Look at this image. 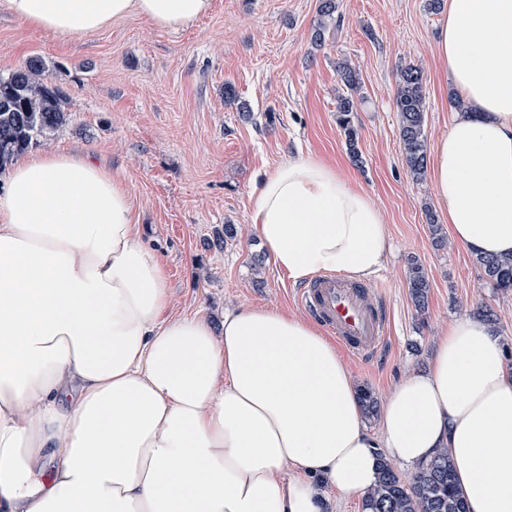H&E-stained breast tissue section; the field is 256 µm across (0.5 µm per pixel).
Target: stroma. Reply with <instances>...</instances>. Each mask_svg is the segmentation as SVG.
<instances>
[{"instance_id": "obj_1", "label": "stroma", "mask_w": 512, "mask_h": 512, "mask_svg": "<svg viewBox=\"0 0 512 512\" xmlns=\"http://www.w3.org/2000/svg\"><path fill=\"white\" fill-rule=\"evenodd\" d=\"M337 23L312 35L318 0H212L190 27L165 31L131 15L75 41L29 28L0 8V75L35 56L53 70L69 122L39 151L80 152L129 192L144 240L162 257L173 316L220 322L241 307L298 312L295 282L271 261L248 218L262 172L296 155L328 162L366 191L389 227L391 249L373 293L391 312L389 338L371 363L343 358L360 386L386 401L423 368L449 321L490 308L512 355V292L485 282L457 242L435 249L426 211L430 180L410 175L395 107L402 66L424 74L428 148L447 134L456 96L435 59L441 11L429 0H336ZM360 75L349 149L336 122L337 71ZM236 97L226 100L225 84ZM234 225V237L224 234ZM423 264L428 308L408 294L410 260Z\"/></svg>"}]
</instances>
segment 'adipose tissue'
<instances>
[{
  "instance_id": "ef3b65f1",
  "label": "adipose tissue",
  "mask_w": 512,
  "mask_h": 512,
  "mask_svg": "<svg viewBox=\"0 0 512 512\" xmlns=\"http://www.w3.org/2000/svg\"><path fill=\"white\" fill-rule=\"evenodd\" d=\"M211 0H0L78 40L138 15L187 27ZM437 54L462 110L429 170L454 241L512 256V0H447ZM0 192V512H325L381 460L447 449L467 512H512V363L487 321L460 317L383 405L378 435L335 343L247 307L220 323L167 314L160 255L129 192L88 157H23ZM249 218L295 281L369 280L390 247L372 198L329 164L263 174Z\"/></svg>"
}]
</instances>
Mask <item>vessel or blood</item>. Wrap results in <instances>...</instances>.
Instances as JSON below:
<instances>
[{
    "label": "vessel or blood",
    "mask_w": 512,
    "mask_h": 512,
    "mask_svg": "<svg viewBox=\"0 0 512 512\" xmlns=\"http://www.w3.org/2000/svg\"><path fill=\"white\" fill-rule=\"evenodd\" d=\"M296 301L363 361H373L386 343L390 311L365 285L319 274L297 289Z\"/></svg>",
    "instance_id": "b4317fda"
}]
</instances>
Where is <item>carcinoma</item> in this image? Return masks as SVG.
Listing matches in <instances>:
<instances>
[{
    "label": "carcinoma",
    "mask_w": 512,
    "mask_h": 512,
    "mask_svg": "<svg viewBox=\"0 0 512 512\" xmlns=\"http://www.w3.org/2000/svg\"><path fill=\"white\" fill-rule=\"evenodd\" d=\"M336 13L335 0H319L320 21L314 41L322 42L326 21ZM346 92L337 99V123L343 130L350 152L358 156V132L353 123L352 95L358 91L359 77L347 65L338 66ZM50 67L38 58L0 76V169L30 144L54 136L69 121V114L57 89L51 86ZM399 113V136L405 163L412 176L421 180L427 171L425 135V94L422 71L406 65L399 71L395 96ZM435 246H447V236L432 210H426ZM485 281L493 288L512 291V259L478 257ZM409 296L416 310L425 312L429 278L422 264L411 262L405 273ZM363 512H467L455 488L448 450L443 448L406 476L388 461L382 463L374 486L363 495Z\"/></svg>",
    "instance_id": "cac0c4a2"
}]
</instances>
